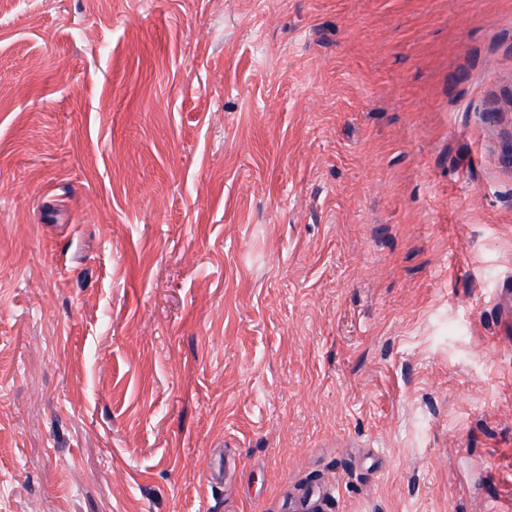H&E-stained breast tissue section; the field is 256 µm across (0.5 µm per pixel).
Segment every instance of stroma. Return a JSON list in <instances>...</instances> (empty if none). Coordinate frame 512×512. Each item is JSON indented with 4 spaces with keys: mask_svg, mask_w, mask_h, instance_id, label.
<instances>
[{
    "mask_svg": "<svg viewBox=\"0 0 512 512\" xmlns=\"http://www.w3.org/2000/svg\"><path fill=\"white\" fill-rule=\"evenodd\" d=\"M512 512V0H0V512Z\"/></svg>",
    "mask_w": 512,
    "mask_h": 512,
    "instance_id": "1",
    "label": "stroma"
}]
</instances>
